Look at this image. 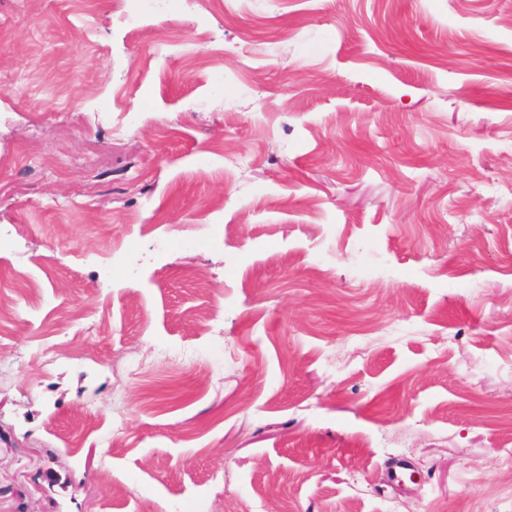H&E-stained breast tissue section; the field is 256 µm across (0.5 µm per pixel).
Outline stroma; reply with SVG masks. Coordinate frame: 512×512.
<instances>
[{"mask_svg":"<svg viewBox=\"0 0 512 512\" xmlns=\"http://www.w3.org/2000/svg\"><path fill=\"white\" fill-rule=\"evenodd\" d=\"M134 8L0 0V512H512V0Z\"/></svg>","mask_w":512,"mask_h":512,"instance_id":"stroma-1","label":"stroma"}]
</instances>
